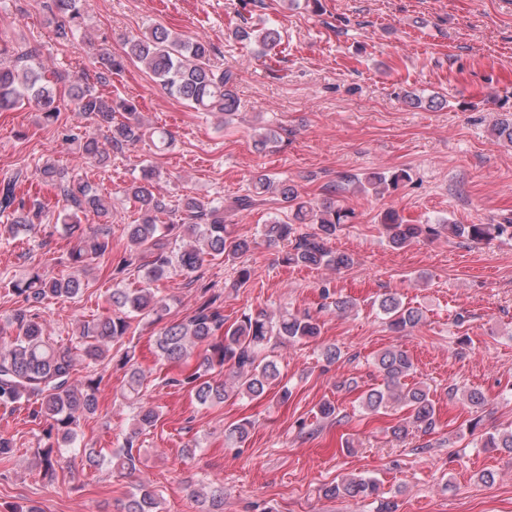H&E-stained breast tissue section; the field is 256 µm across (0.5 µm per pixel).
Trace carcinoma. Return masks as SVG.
<instances>
[{"mask_svg":"<svg viewBox=\"0 0 512 512\" xmlns=\"http://www.w3.org/2000/svg\"><path fill=\"white\" fill-rule=\"evenodd\" d=\"M80 2L53 0L61 17L57 37L66 40L82 29L84 17ZM232 35L242 42L255 43L264 51L276 48L282 39L273 24L249 30L240 27ZM212 53L209 43L186 38L159 25L128 38L121 56L100 48L94 58L96 84L83 82L72 86V111L106 127L110 132L109 143L116 149L141 141L144 125L137 105L128 100L116 103L96 88L98 84H110L112 75L122 72L125 63L132 61L148 70L170 95L203 112L231 116L240 106L235 92L236 74L229 66L214 65ZM39 58L40 48L36 45L22 47L0 40V111L29 105L40 112L44 122L53 123L58 120L59 112L54 84L60 75L47 73ZM60 135L66 140L81 141L85 159L98 165L110 160V153L95 137L72 128L63 129ZM158 178L157 170L145 169L140 178L123 189L126 199L141 214L140 222L126 225L125 230L130 251L145 259L138 266L143 272L144 286L112 289L113 310L80 323L75 343L65 346L46 336L38 311L52 299L78 297L90 264L110 253L107 239L82 232V218L92 215L104 224L112 222V202L49 160L39 168L37 180L53 188L65 202V208L58 214L61 223L70 232L79 233V237L68 255L69 274L49 277L34 270L11 282L10 292L21 306L7 318L10 334L0 336V407L14 410L27 406L30 422L46 440L45 447L38 451L46 475L78 457L90 469L107 464L121 475L136 471L135 447L139 437L159 420L156 407L142 400L146 380L143 371L132 363L129 353L120 357L119 366L124 370L127 393L136 404V412L122 447L105 455L77 444L80 420L98 412L102 376L90 374L78 379L76 361H82L85 368L93 371L99 366L106 367L113 362L112 344L129 333L131 318L162 320L167 302L153 284L173 274L190 276L210 256L235 258L252 247L253 241L233 235L224 224V202L191 197L170 204L154 193ZM409 180V173L402 169L389 175L371 172L355 179V183L361 191L383 196ZM28 181V174L19 170L0 186V214L8 213L7 222L0 224V237L14 238L44 223L46 205L36 196L27 198L21 194V186ZM253 184L257 190L280 197L292 212V221L274 218L263 230L268 243L291 245L284 263L324 266L336 271L353 263L350 255L327 246L328 238L352 222L353 211L332 198L317 206L304 199L291 181L276 180L261 171L253 176ZM298 224H314L316 231L297 236ZM381 224L389 242L397 248L445 233L477 244L489 243L512 227L452 224L446 220L435 224H405L393 208L382 213ZM204 292L208 297L188 321L162 327L155 338L157 354L163 362L179 363L197 355L194 371L179 384L200 405L220 404L230 397L266 395L279 385L280 379L276 364L262 356L266 346L273 340L294 343L319 334V326L312 316L289 311L276 317L264 312L245 314L227 325L215 307L218 295L209 293L207 288ZM378 307L390 328L397 332L417 326L422 319L417 308L406 305L394 294L384 295ZM376 366L383 383L365 394L363 407L377 412L392 403H401L409 410V420L393 427V436L404 438L412 428L430 433L435 427L434 403L426 386L406 383L415 373L410 354L398 347L386 349L377 356ZM480 446L512 453V429L486 434L480 439ZM377 492L374 479L358 476L325 488L324 495L367 498ZM157 507L156 491L150 482L143 480L127 499L124 512H156Z\"/></svg>","mask_w":512,"mask_h":512,"instance_id":"carcinoma-1","label":"carcinoma"}]
</instances>
